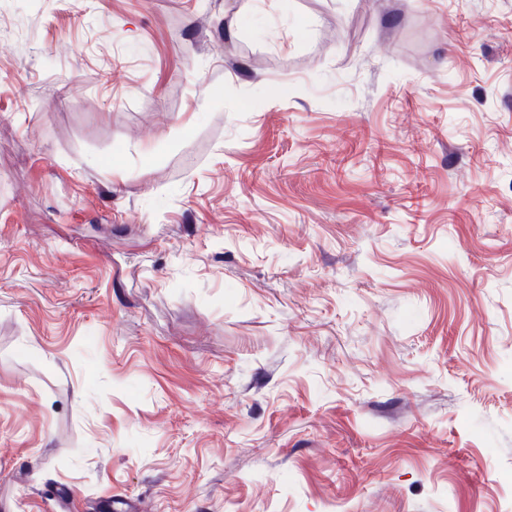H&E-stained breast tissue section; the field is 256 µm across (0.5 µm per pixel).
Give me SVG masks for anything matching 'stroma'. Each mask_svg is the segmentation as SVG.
I'll return each instance as SVG.
<instances>
[{
  "label": "stroma",
  "instance_id": "35a3bbf8",
  "mask_svg": "<svg viewBox=\"0 0 512 512\" xmlns=\"http://www.w3.org/2000/svg\"><path fill=\"white\" fill-rule=\"evenodd\" d=\"M512 0H0V512H512Z\"/></svg>",
  "mask_w": 512,
  "mask_h": 512
}]
</instances>
